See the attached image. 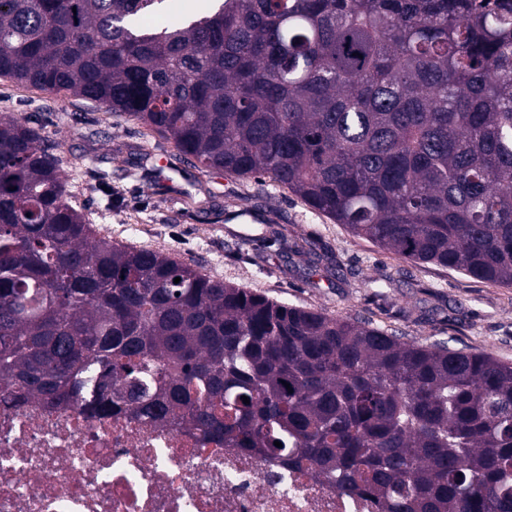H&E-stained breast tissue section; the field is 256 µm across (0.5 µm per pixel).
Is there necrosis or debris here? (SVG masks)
Listing matches in <instances>:
<instances>
[{
  "instance_id": "necrosis-or-debris-1",
  "label": "necrosis or debris",
  "mask_w": 512,
  "mask_h": 512,
  "mask_svg": "<svg viewBox=\"0 0 512 512\" xmlns=\"http://www.w3.org/2000/svg\"><path fill=\"white\" fill-rule=\"evenodd\" d=\"M0 512H381L304 466L260 460L175 418L79 403L0 407Z\"/></svg>"
}]
</instances>
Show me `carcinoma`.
<instances>
[{
	"label": "carcinoma",
	"instance_id": "obj_1",
	"mask_svg": "<svg viewBox=\"0 0 512 512\" xmlns=\"http://www.w3.org/2000/svg\"><path fill=\"white\" fill-rule=\"evenodd\" d=\"M166 2L0 0V77L124 114L403 263L512 285L500 0H216L176 28L141 24ZM78 398L180 414L382 512H512L511 363L99 236L41 129L0 116V400Z\"/></svg>",
	"mask_w": 512,
	"mask_h": 512
}]
</instances>
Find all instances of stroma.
Here are the masks:
<instances>
[{
  "instance_id": "35a3bbf8",
  "label": "stroma",
  "mask_w": 512,
  "mask_h": 512,
  "mask_svg": "<svg viewBox=\"0 0 512 512\" xmlns=\"http://www.w3.org/2000/svg\"><path fill=\"white\" fill-rule=\"evenodd\" d=\"M0 115L27 118L56 146L72 202L114 239L162 251L223 281L286 304L352 315L421 343L448 340L512 363V287L433 265L410 266L413 286L361 288L395 260L316 214L290 192L181 162L171 141L96 104L0 79ZM203 199L204 208L188 206ZM313 242L310 266L280 254L264 219ZM136 231L124 235L127 226ZM341 273H334V266Z\"/></svg>"
}]
</instances>
